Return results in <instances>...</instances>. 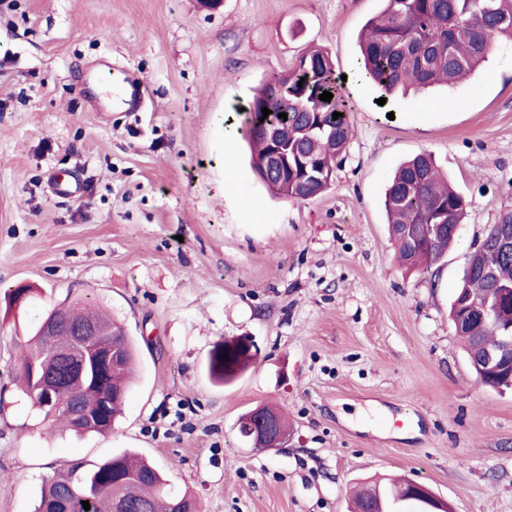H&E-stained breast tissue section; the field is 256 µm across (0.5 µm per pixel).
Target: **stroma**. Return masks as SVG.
Wrapping results in <instances>:
<instances>
[{"mask_svg": "<svg viewBox=\"0 0 512 512\" xmlns=\"http://www.w3.org/2000/svg\"><path fill=\"white\" fill-rule=\"evenodd\" d=\"M382 7L0 0V512H33L62 463L125 451L201 512H347L355 482L393 476L452 512H512V391L476 382L449 317L471 253L512 208V43L470 80L380 105L357 38ZM311 45L347 77L353 136L330 188L295 202L256 179L234 107ZM122 73L147 88L139 111L93 90ZM422 149L470 206L456 244L408 271L383 200ZM55 171L80 194L54 195ZM17 288L32 295L13 306ZM66 300L109 310L137 346L108 434L48 433L16 379L19 345ZM235 336L256 357L220 386L204 363ZM263 404L287 414V448L240 437Z\"/></svg>", "mask_w": 512, "mask_h": 512, "instance_id": "1", "label": "stroma"}]
</instances>
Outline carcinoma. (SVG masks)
Segmentation results:
<instances>
[{
	"instance_id": "cac0c4a2",
	"label": "carcinoma",
	"mask_w": 512,
	"mask_h": 512,
	"mask_svg": "<svg viewBox=\"0 0 512 512\" xmlns=\"http://www.w3.org/2000/svg\"><path fill=\"white\" fill-rule=\"evenodd\" d=\"M512 41V0H386V7L365 24L360 40L363 75L386 98L398 89L419 91L450 85L472 74L486 61L494 43ZM329 91V102L319 95ZM240 131L252 146L251 165L258 179L279 197L309 200L331 185L333 173L352 137V106L329 53L305 51L294 67L269 76L243 104ZM271 110L263 116L262 108ZM342 116L333 119V113ZM287 114L282 119L279 114ZM468 201L423 150L395 172L384 196L390 235L400 262L416 268L440 256L453 243V227L464 223ZM487 245L475 250L449 310L452 322L461 323L463 339L476 381L487 352L512 336V306L501 303L512 291V210L504 212L486 234ZM73 325L94 324L109 332L118 344L119 360L112 373L99 379L94 370L79 377L48 348L36 327L17 354V379L23 392L39 407L43 420L61 422L76 434H105L122 415V407L136 372V356L124 328L112 316L61 303ZM252 355L226 339L214 346L207 360L212 380L232 383ZM53 382V401L39 395L41 383ZM77 397L90 408L91 417L77 420L59 403ZM164 475L137 454L124 452L84 465L70 461L61 466L41 491L34 512H114L122 504L148 505L149 512H189L196 499L185 493L172 496ZM405 512L416 506L407 501L402 481L372 483L356 496L360 508L367 495ZM87 501L90 510L83 508Z\"/></svg>"
}]
</instances>
